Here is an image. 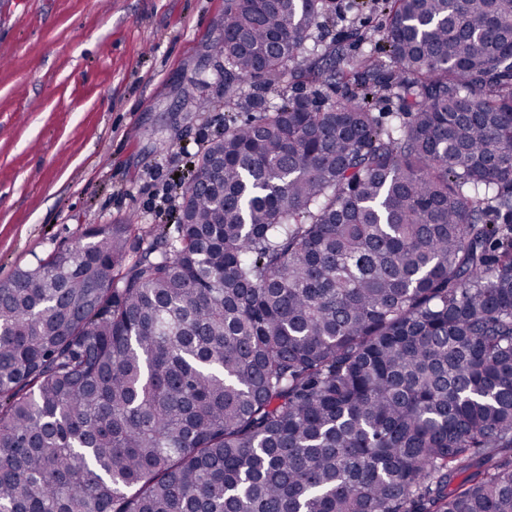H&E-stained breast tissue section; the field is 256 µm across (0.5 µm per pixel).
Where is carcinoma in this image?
I'll list each match as a JSON object with an SVG mask.
<instances>
[{
    "mask_svg": "<svg viewBox=\"0 0 512 512\" xmlns=\"http://www.w3.org/2000/svg\"><path fill=\"white\" fill-rule=\"evenodd\" d=\"M332 2L224 0L152 241L0 283V512H512V0Z\"/></svg>",
    "mask_w": 512,
    "mask_h": 512,
    "instance_id": "obj_1",
    "label": "carcinoma"
}]
</instances>
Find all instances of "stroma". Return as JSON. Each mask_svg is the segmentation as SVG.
I'll return each mask as SVG.
<instances>
[{"mask_svg":"<svg viewBox=\"0 0 512 512\" xmlns=\"http://www.w3.org/2000/svg\"><path fill=\"white\" fill-rule=\"evenodd\" d=\"M223 18L224 0H0V282L102 224L147 243L224 124Z\"/></svg>","mask_w":512,"mask_h":512,"instance_id":"obj_1","label":"stroma"}]
</instances>
